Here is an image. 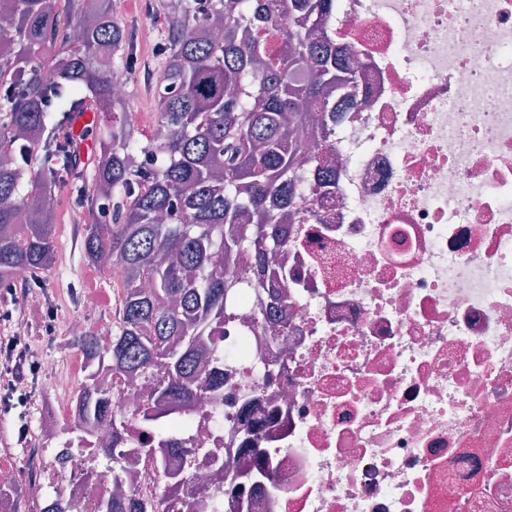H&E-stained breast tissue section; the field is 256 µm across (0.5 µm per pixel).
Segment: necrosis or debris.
Returning a JSON list of instances; mask_svg holds the SVG:
<instances>
[{"instance_id": "obj_1", "label": "necrosis or debris", "mask_w": 512, "mask_h": 512, "mask_svg": "<svg viewBox=\"0 0 512 512\" xmlns=\"http://www.w3.org/2000/svg\"><path fill=\"white\" fill-rule=\"evenodd\" d=\"M322 31L351 52L355 102L328 122L336 190L302 193L272 263L288 292L235 288L218 397L163 453L134 408L137 375L101 372L125 419L78 425L77 371L44 361L38 447L0 461V512L24 486L99 512L116 479L157 506L168 475L207 512H512V0H334ZM273 474V484L239 485Z\"/></svg>"}]
</instances>
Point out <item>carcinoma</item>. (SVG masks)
I'll list each match as a JSON object with an SVG mask.
<instances>
[{
    "instance_id": "obj_1",
    "label": "carcinoma",
    "mask_w": 512,
    "mask_h": 512,
    "mask_svg": "<svg viewBox=\"0 0 512 512\" xmlns=\"http://www.w3.org/2000/svg\"><path fill=\"white\" fill-rule=\"evenodd\" d=\"M4 7L18 25L0 27V281L25 270L39 284L51 272L59 193L74 210L97 212L85 225L82 258L101 269L109 256L127 279L111 343L103 347L89 332L74 339L94 362L77 390L78 417L86 430H120L99 372L141 375L151 392L137 411L163 437L185 423L200 392L224 384L204 367L203 349L224 334V263L243 258L245 269L264 275L285 242L295 197L336 187L326 128L311 156L295 137L328 120L336 94H349L354 80L322 33L332 0H150L167 17L159 58L178 91L161 96L165 134L146 143L127 119L128 100L112 94V67L134 61L112 0ZM286 11L298 26H279ZM60 23L79 38L48 39ZM85 110L120 117L96 131L94 157L82 166L63 130ZM234 224L261 225L260 238L224 230ZM156 402L177 413L156 420ZM130 508L116 495L100 512Z\"/></svg>"
}]
</instances>
